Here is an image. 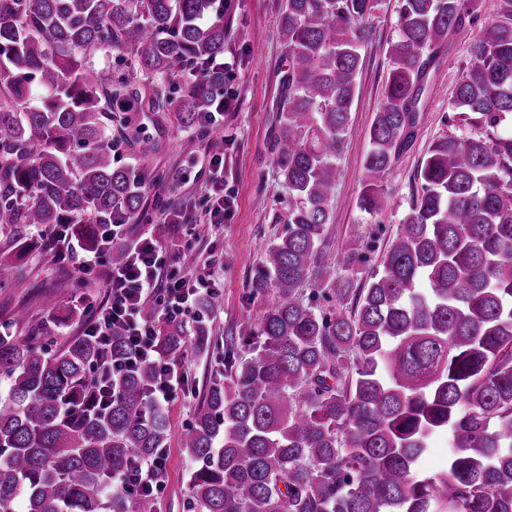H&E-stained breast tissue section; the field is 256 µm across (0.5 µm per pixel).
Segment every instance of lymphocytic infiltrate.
<instances>
[{"instance_id":"obj_1","label":"lymphocytic infiltrate","mask_w":512,"mask_h":512,"mask_svg":"<svg viewBox=\"0 0 512 512\" xmlns=\"http://www.w3.org/2000/svg\"><path fill=\"white\" fill-rule=\"evenodd\" d=\"M209 164L211 178L202 221L217 225L230 219L236 209V199L224 191L223 150H214ZM160 214L163 223L178 225L177 234L166 244L153 236L140 235L129 251L127 262L113 268L108 278L109 299L85 321L83 333L105 342L112 325H123L130 357L119 360L110 353H103L96 371L116 377L137 363L151 364L157 381L151 388L150 399L154 405L162 407L177 391L187 390L188 375L182 366L159 353L158 323L177 320L179 315L198 309L200 301L212 296L214 290L209 274L163 269L160 253L180 251L189 247L190 241L187 230L181 227L183 218L175 202L164 203ZM47 240L55 262L63 267L76 266L81 274H89L109 262L107 251H84L68 230L55 231ZM165 472V458L156 457L137 462L135 467L119 475L116 482L130 495L146 491L158 498L165 489Z\"/></svg>"}]
</instances>
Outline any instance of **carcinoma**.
I'll use <instances>...</instances> for the list:
<instances>
[{
    "label": "carcinoma",
    "instance_id": "obj_1",
    "mask_svg": "<svg viewBox=\"0 0 512 512\" xmlns=\"http://www.w3.org/2000/svg\"><path fill=\"white\" fill-rule=\"evenodd\" d=\"M377 0H285L277 19L281 80L274 162L288 188L287 230L265 248L250 296L273 295L256 330L224 346L178 438L195 512H512V0L473 35L449 101L460 133L431 142L409 211L378 268L362 272L352 231L342 258L325 230L356 95L360 50ZM470 0H400L390 69L362 165L358 205L383 209L394 157L413 141L429 76L465 33ZM215 0H0V287L22 270L28 228L67 224L85 248L115 216L144 220L145 155L167 125L207 134L224 75ZM130 54L146 76L117 80L103 53ZM152 114L156 135L145 134ZM335 296L324 311L304 287ZM60 300L20 311L0 337V512H155L112 480L169 447L167 415L149 401L154 373L133 367L96 405L100 346L73 336ZM199 326L162 331L171 360L209 349ZM112 356L127 355L115 326ZM250 356L235 357L239 350ZM448 461L419 468L429 442Z\"/></svg>",
    "mask_w": 512,
    "mask_h": 512
}]
</instances>
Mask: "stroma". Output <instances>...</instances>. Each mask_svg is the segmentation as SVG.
<instances>
[{
	"label": "stroma",
	"instance_id": "obj_1",
	"mask_svg": "<svg viewBox=\"0 0 512 512\" xmlns=\"http://www.w3.org/2000/svg\"><path fill=\"white\" fill-rule=\"evenodd\" d=\"M282 3L283 0H233L232 9L224 14V56L235 59L237 65L234 74L224 80V92L239 98L238 111L226 112L223 123L211 127L207 137L199 138L192 130L171 125L152 155L142 158L123 148L115 156L120 165L145 168L151 176L158 172L165 175V182H146L144 200L148 207L171 200L190 209L201 205L206 194L210 140L221 138L224 190L237 198L233 218L210 229L192 251L176 259L177 265L186 269L211 270L217 292L210 297L202 316L190 314L179 320L188 331L197 323H206L212 327L215 339L208 352L189 350L182 359L190 393L178 395L165 408L175 434L191 423L225 338L247 335L257 322L263 305L251 298L249 283L261 269L267 244L286 229L285 224L273 221L288 198L273 164L276 106L287 68L277 27ZM398 6L399 0H380L371 19L373 38L361 50L345 149L336 162L332 220L326 227V245L338 252L350 229L361 226L373 244L368 262L372 268L379 264L388 240L409 208L414 174L429 144L455 131L448 102L466 73L468 61V37L458 38L443 49L417 134L395 157L387 176L389 195L384 209L376 216L362 212L358 207L362 162L390 68L387 44L395 35ZM76 277L74 269L55 264L48 248L35 249L27 256L19 277L8 287L0 288V323L20 311L42 316L46 295L69 287ZM167 453L166 488L156 512H191L188 460L178 444H170Z\"/></svg>",
	"mask_w": 512,
	"mask_h": 512
}]
</instances>
